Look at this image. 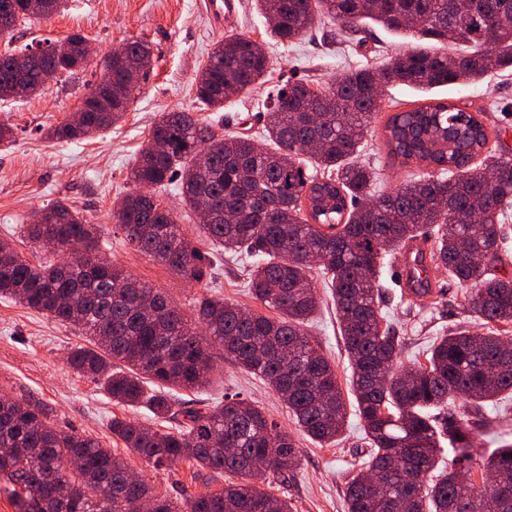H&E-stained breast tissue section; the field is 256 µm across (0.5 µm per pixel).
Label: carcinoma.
I'll use <instances>...</instances> for the list:
<instances>
[{"label": "carcinoma", "instance_id": "cac0c4a2", "mask_svg": "<svg viewBox=\"0 0 512 512\" xmlns=\"http://www.w3.org/2000/svg\"><path fill=\"white\" fill-rule=\"evenodd\" d=\"M0 0V37L31 18L48 19L65 0ZM282 41L302 37L328 15L338 34L352 38L374 24L416 41L374 70L359 67L313 88L303 80L276 85L263 142L225 137L200 125L191 112H167L151 127L159 146H145L129 172L138 190L113 208L112 219L131 247L182 279L200 283L211 261L184 235L173 211L143 187L177 183L186 204L209 198L217 218L199 228L223 253L255 258L248 287L274 312H246L219 298L199 297L189 321L168 295L98 254L101 224H90L65 201H53L24 225V237L51 236L73 255L35 266L0 246V297L15 298L78 330L87 344L72 349L69 367L100 383L118 405L149 404L176 431L112 416L110 431L154 468L189 461L237 478L209 489L178 509L148 481L130 479L125 460L97 440L51 425L26 401L0 397V476L16 512H127L139 500L147 512H292L287 500L242 478L267 473L288 478L300 450L288 430L234 396L216 407L168 394H146L151 383L170 391H198L214 370V349L262 378L288 405L300 430L330 444L343 431L347 408L336 371L312 345L305 323L318 310L313 280L319 270L336 305L351 367L356 415L370 440L364 465L385 483L382 491L358 474L347 483V512H468L473 496H487L495 512H512V444L494 449L488 477L466 482L461 472L437 470L441 440L468 467L472 435L489 426L484 403L512 393V276L499 274L508 251L499 226L512 214V157L487 149L480 113L439 99L393 112L384 123L393 157L421 168L389 192L372 194L375 171L356 161L373 115L383 110L386 86L430 91L512 68V0H255ZM70 53L40 55L19 74L17 54H0V101L38 94L47 67L73 74L85 68V37H66ZM446 45L464 46L454 54ZM122 51L141 60L129 73L104 55V79L81 101L79 121L50 132L59 141L82 140L120 122L146 79L152 54L142 40ZM270 60L249 37L232 34L214 47L196 78L198 101L215 110L265 79ZM316 164L307 173L303 158ZM430 242L428 261L461 288L463 308L486 333L460 329L438 339L426 362L396 369L401 338L382 326L379 308L384 257L418 239ZM456 400L464 413L443 414Z\"/></svg>", "mask_w": 512, "mask_h": 512}]
</instances>
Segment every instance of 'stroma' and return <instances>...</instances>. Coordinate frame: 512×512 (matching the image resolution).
Segmentation results:
<instances>
[{"label": "stroma", "mask_w": 512, "mask_h": 512, "mask_svg": "<svg viewBox=\"0 0 512 512\" xmlns=\"http://www.w3.org/2000/svg\"><path fill=\"white\" fill-rule=\"evenodd\" d=\"M335 30V22L325 18L313 33L280 43L264 17L255 11L252 0H238L236 13L224 19L207 13L201 0H67L66 9L53 18L17 26L12 36L0 37V52L48 39L62 40L78 31L101 55L137 38L151 47L152 71L135 92L121 122L78 142L49 139L47 131L72 116L82 97L100 80L102 73L96 63L50 80L41 95L33 99L0 102V122L13 129L12 141L0 145V243L12 244L26 259L35 260L37 251L24 238L23 226L30 223L35 210L63 199L89 223L104 225V256L143 283L167 292L186 316H193L196 298L205 294L246 311L263 312V305L252 297L247 286L246 273L252 263L249 256L242 253L216 263L207 283L185 282L126 244L123 231L112 219V208L132 190L128 174L162 113L189 111L217 134L257 137L266 123V99L272 85L291 77L324 85L352 67H382L408 46L407 38L378 26L366 27L360 41L340 45L333 37ZM232 33L261 42L271 61V72L266 82L248 94L233 97L216 111L198 101L195 79L215 44ZM435 95L481 111L486 125L498 133L493 147L512 155L511 71L492 73L475 83L442 87ZM382 124V119H375L366 136L364 154L380 174L374 188L378 194L409 180L414 173L413 167L399 166L388 157ZM154 194L173 210L188 239L202 252H212L195 214L183 205L177 185L155 188ZM394 270L391 263L382 269V314L402 338L398 366L409 368L423 360L436 339L458 327L466 325L471 332H483V325L464 313L460 291L447 272L430 273L431 286L438 295L436 302L415 305L409 303ZM306 331L335 367L340 383H347L350 368L333 303H324L310 318ZM83 342L71 326L0 297V395L26 399L58 428L96 438L125 457L158 494L173 501L208 487L222 488L223 478L197 471L188 462L170 469L151 468L113 439L109 425L116 415L171 431L177 424L159 422L145 406L113 404L103 388L73 372L67 354ZM228 393L240 394L287 428L301 450L298 467L284 479L267 476L264 489L291 502L293 512H346L347 483L362 470L368 450L365 430L355 412H348L346 428L337 441L322 445L298 432L287 405L261 379L231 360L220 359L209 384L194 398L214 406ZM484 410L492 424L473 437L479 452L473 460L477 475L483 470L482 454L497 448L499 440L512 439V398L486 403Z\"/></svg>", "instance_id": "1"}]
</instances>
